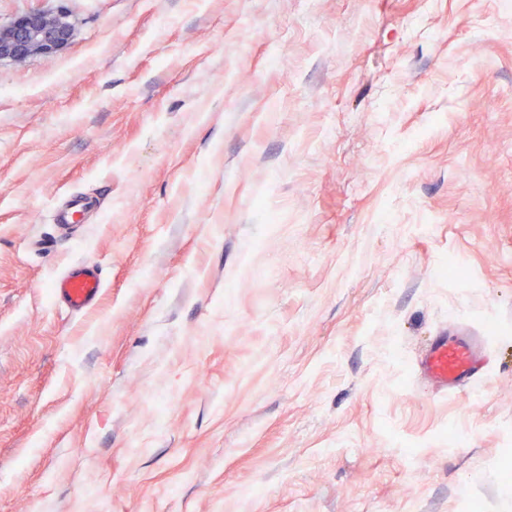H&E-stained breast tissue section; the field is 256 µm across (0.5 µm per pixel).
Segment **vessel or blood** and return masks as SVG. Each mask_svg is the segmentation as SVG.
<instances>
[{
  "label": "vessel or blood",
  "mask_w": 512,
  "mask_h": 512,
  "mask_svg": "<svg viewBox=\"0 0 512 512\" xmlns=\"http://www.w3.org/2000/svg\"><path fill=\"white\" fill-rule=\"evenodd\" d=\"M87 206L88 202L82 195H69L65 204L55 207L53 220L63 225L77 224L79 213ZM103 288L104 280L97 268L74 263L52 281L51 294L55 304L73 312H87L98 306ZM481 352V342L477 337L442 334L430 342L420 369L438 392L448 395L462 393L471 399L480 393L479 385L483 378Z\"/></svg>",
  "instance_id": "1"
}]
</instances>
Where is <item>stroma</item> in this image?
Here are the masks:
<instances>
[{
    "label": "stroma",
    "mask_w": 512,
    "mask_h": 512,
    "mask_svg": "<svg viewBox=\"0 0 512 512\" xmlns=\"http://www.w3.org/2000/svg\"><path fill=\"white\" fill-rule=\"evenodd\" d=\"M0 512H512V15L0 0ZM100 206L65 233L51 204ZM464 277L438 275L448 256ZM101 269L99 307L49 286ZM494 325L476 399L418 364ZM73 36V26L64 10H33L8 25H0V60L25 62L39 55L63 50Z\"/></svg>",
    "instance_id": "stroma-1"
}]
</instances>
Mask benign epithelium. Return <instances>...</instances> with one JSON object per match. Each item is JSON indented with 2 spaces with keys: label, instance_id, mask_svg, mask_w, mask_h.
Instances as JSON below:
<instances>
[{
  "label": "benign epithelium",
  "instance_id": "7a95c632",
  "mask_svg": "<svg viewBox=\"0 0 512 512\" xmlns=\"http://www.w3.org/2000/svg\"><path fill=\"white\" fill-rule=\"evenodd\" d=\"M73 36L66 12L33 10L0 25V60L25 62L63 50Z\"/></svg>",
  "mask_w": 512,
  "mask_h": 512
}]
</instances>
